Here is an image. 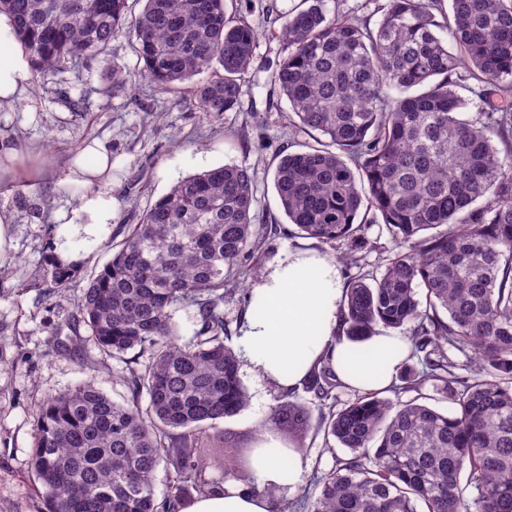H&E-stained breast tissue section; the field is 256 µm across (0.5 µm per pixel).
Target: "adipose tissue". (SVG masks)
<instances>
[{
	"label": "adipose tissue",
	"mask_w": 512,
	"mask_h": 512,
	"mask_svg": "<svg viewBox=\"0 0 512 512\" xmlns=\"http://www.w3.org/2000/svg\"><path fill=\"white\" fill-rule=\"evenodd\" d=\"M30 62L15 39V22L0 13V104L19 99L30 86ZM112 167L106 143L95 140L71 159L70 182L85 186L80 209L92 223H110L116 202L95 185ZM341 267L313 250L288 253L270 264L252 287L239 343L244 365L281 390L302 385L321 356H329L337 377L358 391L384 390L396 379L409 355L408 343L388 331L363 341L339 338L344 300ZM307 470L300 449L266 435L254 451L252 474L260 486L240 482L196 499L186 512H269L263 488L297 486Z\"/></svg>",
	"instance_id": "obj_1"
}]
</instances>
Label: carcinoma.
Returning a JSON list of instances; mask_svg holds the SVG:
<instances>
[{"mask_svg": "<svg viewBox=\"0 0 512 512\" xmlns=\"http://www.w3.org/2000/svg\"><path fill=\"white\" fill-rule=\"evenodd\" d=\"M324 2L303 0L285 16L270 82L297 126L326 141L284 155L274 187L289 223L345 246L338 259L352 264L367 245L361 211L381 215L399 251L380 273L347 282L342 329L357 341L380 326L409 328L419 366L389 391L422 397L431 387L451 408L380 391L328 404L337 377L320 361L307 377L321 400L318 429L348 455L300 507L512 512V107L469 116L457 92L472 78L478 97L512 99V0H450L449 15L444 0H387L374 27L330 16ZM2 11L35 81L54 82L124 34L140 74L166 92L220 67L185 100L204 112L239 106L257 48L255 23L227 14L226 0H145L136 16L128 0H0ZM253 182L238 164L178 180L91 278L81 322L106 356L136 351L124 377L132 399L114 402L91 381L46 398L31 455L45 512H165L154 487L163 462L176 500L215 490L204 469L213 444L200 435L248 403L220 305L229 280L253 272ZM47 276L62 289L72 272L53 265ZM186 308L200 328L181 344L174 314ZM451 351L469 357L471 378L455 373ZM310 427L309 406L288 401L257 434L294 440ZM252 452L224 450V470L279 512L276 490L251 475Z\"/></svg>", "mask_w": 512, "mask_h": 512, "instance_id": "carcinoma-1", "label": "carcinoma"}]
</instances>
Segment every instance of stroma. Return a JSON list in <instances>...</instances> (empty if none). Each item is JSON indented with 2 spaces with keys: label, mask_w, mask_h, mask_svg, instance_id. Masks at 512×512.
Wrapping results in <instances>:
<instances>
[{
  "label": "stroma",
  "mask_w": 512,
  "mask_h": 512,
  "mask_svg": "<svg viewBox=\"0 0 512 512\" xmlns=\"http://www.w3.org/2000/svg\"><path fill=\"white\" fill-rule=\"evenodd\" d=\"M299 0H232L259 31L254 61L245 76L239 107L223 115L173 103L171 95L140 82L128 92H113L110 75L119 67L138 71L131 40L120 37L109 49L57 83H32L25 97L0 106V137L19 142L12 170L0 173V211L9 214L11 246L0 261V512H44L30 468L36 418L47 396L93 377L115 401L131 397L120 374L123 360L108 358L95 371L87 360L98 351L76 323L77 306L90 278L111 258L129 225L181 178L227 163L250 168L255 179L254 214L263 231L249 263L264 270L288 251L309 247L336 258L338 247L319 242L289 224L277 196L273 173L288 152L314 144V134L288 124L289 104L273 92L267 78L282 44L277 34L282 13ZM89 94L87 111L70 103ZM106 141L112 170L103 191L118 208L111 223L90 226L58 221L57 212H73L84 193L66 183L73 152L91 139ZM369 243L360 253L366 271H382L397 246L383 222L368 225ZM67 262L76 273L65 291H52L50 263ZM241 379L248 406L216 425V436L233 444L251 434L283 400L317 406L313 392L300 387L283 392L249 370ZM310 463L295 489L278 492L283 512L307 491L314 476L334 468L342 455L310 429L301 443Z\"/></svg>",
  "instance_id": "obj_1"
}]
</instances>
